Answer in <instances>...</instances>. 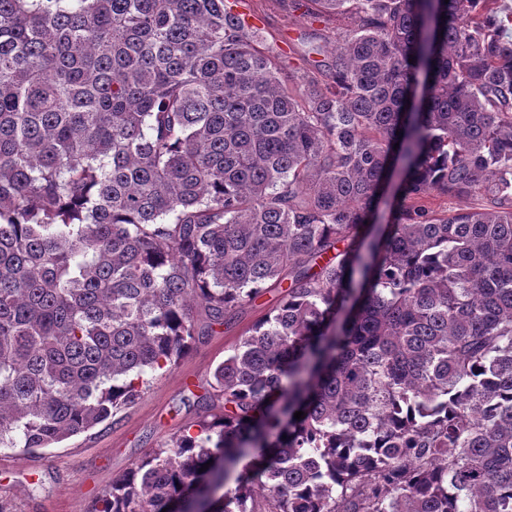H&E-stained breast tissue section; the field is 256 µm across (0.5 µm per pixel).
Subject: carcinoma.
<instances>
[{"instance_id":"cac0c4a2","label":"carcinoma","mask_w":512,"mask_h":512,"mask_svg":"<svg viewBox=\"0 0 512 512\" xmlns=\"http://www.w3.org/2000/svg\"><path fill=\"white\" fill-rule=\"evenodd\" d=\"M498 2L311 0L353 27L290 86L224 0H0V447L115 417L273 288L220 412L95 512H512Z\"/></svg>"}]
</instances>
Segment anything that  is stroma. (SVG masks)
<instances>
[{
  "label": "stroma",
  "instance_id": "obj_1",
  "mask_svg": "<svg viewBox=\"0 0 512 512\" xmlns=\"http://www.w3.org/2000/svg\"><path fill=\"white\" fill-rule=\"evenodd\" d=\"M257 27L261 49L283 75L317 76L339 34L351 27L341 16L314 18L294 0H227ZM277 299L270 291L245 305L231 329L197 342L172 371L157 375L142 399L118 414L51 448L24 453L0 448V512H93L97 496L150 448L195 424L199 396L210 393L215 367L242 333L264 317Z\"/></svg>",
  "mask_w": 512,
  "mask_h": 512
}]
</instances>
